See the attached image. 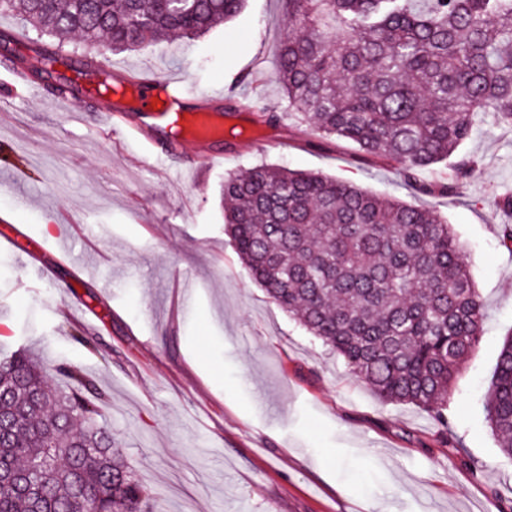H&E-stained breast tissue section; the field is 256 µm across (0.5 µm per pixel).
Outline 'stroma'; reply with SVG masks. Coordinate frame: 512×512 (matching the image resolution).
I'll return each instance as SVG.
<instances>
[{
    "mask_svg": "<svg viewBox=\"0 0 512 512\" xmlns=\"http://www.w3.org/2000/svg\"><path fill=\"white\" fill-rule=\"evenodd\" d=\"M288 27L284 0H247L206 36L139 52L98 48L114 72L191 80L221 93L225 143L187 144L165 159L113 134L103 103L72 111L36 96L19 103L0 66V354L19 346L47 368L80 367L104 395L102 421L162 512H506L512 459L488 427L483 396L512 333V125L487 114L458 157L475 172L453 194L417 193L395 167L346 143L300 140L288 122L256 130L241 95L285 111L274 77ZM223 153L211 165L207 156ZM320 172L375 194L436 207L464 246L487 312L458 374L449 449L429 413L381 400L342 359L275 305L245 272L224 233L227 174L259 162ZM89 224L74 240L83 271L49 256L45 225ZM194 291L182 306V283ZM99 336L93 353L71 335Z\"/></svg>",
    "mask_w": 512,
    "mask_h": 512,
    "instance_id": "obj_1",
    "label": "stroma"
}]
</instances>
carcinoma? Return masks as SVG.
Segmentation results:
<instances>
[{
  "instance_id": "obj_1",
  "label": "carcinoma",
  "mask_w": 512,
  "mask_h": 512,
  "mask_svg": "<svg viewBox=\"0 0 512 512\" xmlns=\"http://www.w3.org/2000/svg\"><path fill=\"white\" fill-rule=\"evenodd\" d=\"M245 0H0L34 31L45 68L28 77L77 96L67 72L97 73L114 52L195 39ZM275 79L288 112L241 108L252 123L296 128L397 166L425 195L451 194L473 166L437 187L447 161L491 113L512 123V0H286ZM52 38L49 43L40 38ZM16 33L0 63L23 73ZM224 231L246 272L382 399L428 411L448 432V400L478 342L485 307L454 231L431 207L380 197L318 172L259 163L224 179ZM56 386L24 347L0 356V512H158L107 427L102 393L78 367ZM485 415L512 457V338L496 362Z\"/></svg>"
}]
</instances>
